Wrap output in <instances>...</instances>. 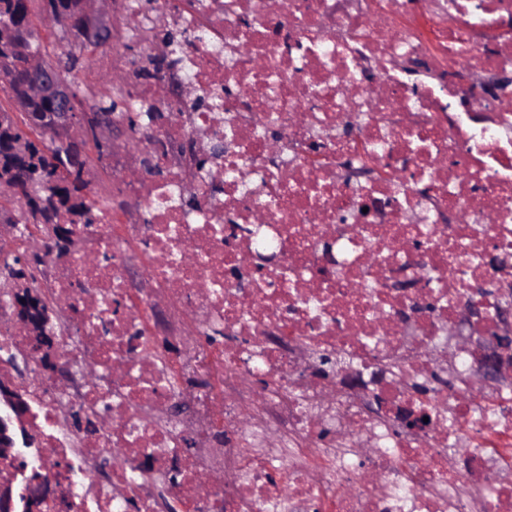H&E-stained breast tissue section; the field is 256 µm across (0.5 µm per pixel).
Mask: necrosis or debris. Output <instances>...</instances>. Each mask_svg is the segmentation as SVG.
I'll list each match as a JSON object with an SVG mask.
<instances>
[{
    "label": "necrosis or debris",
    "mask_w": 512,
    "mask_h": 512,
    "mask_svg": "<svg viewBox=\"0 0 512 512\" xmlns=\"http://www.w3.org/2000/svg\"><path fill=\"white\" fill-rule=\"evenodd\" d=\"M112 71L157 113L121 207L74 227L47 283L69 311L63 390L0 301L4 375L30 398L21 449L55 512H512V392L412 385L468 302L512 281V0H121ZM178 31L172 71L146 78ZM190 84L176 99L169 74ZM204 158L185 173L168 152ZM371 214H363L364 206ZM145 264L134 284L131 256ZM210 351L223 379L183 375ZM396 364L374 414L319 371ZM197 416L167 412L191 390ZM424 409L430 433L395 427ZM92 414L95 431L75 424Z\"/></svg>",
    "instance_id": "necrosis-or-debris-1"
}]
</instances>
